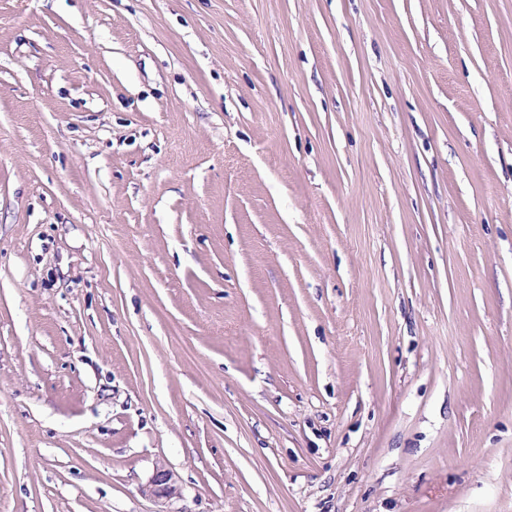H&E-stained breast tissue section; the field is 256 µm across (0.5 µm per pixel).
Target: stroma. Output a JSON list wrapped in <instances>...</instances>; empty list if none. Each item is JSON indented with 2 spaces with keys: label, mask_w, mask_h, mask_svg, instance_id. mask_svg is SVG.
<instances>
[{
  "label": "stroma",
  "mask_w": 512,
  "mask_h": 512,
  "mask_svg": "<svg viewBox=\"0 0 512 512\" xmlns=\"http://www.w3.org/2000/svg\"><path fill=\"white\" fill-rule=\"evenodd\" d=\"M0 512H512V0H0ZM144 490L149 496L158 500L177 495L178 488L173 471L165 466L156 467Z\"/></svg>",
  "instance_id": "stroma-1"
}]
</instances>
